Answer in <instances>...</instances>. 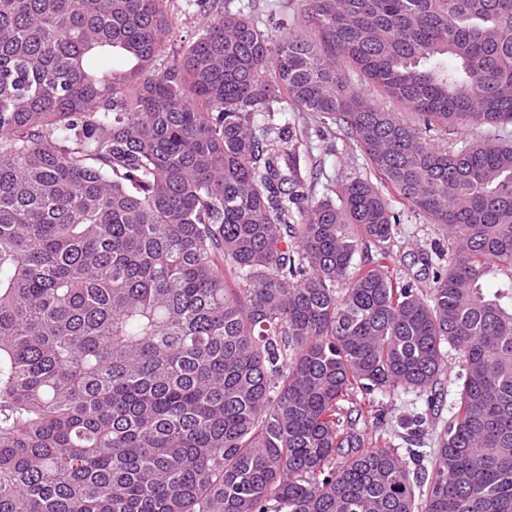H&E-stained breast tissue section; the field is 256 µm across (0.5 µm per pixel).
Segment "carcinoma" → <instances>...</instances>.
<instances>
[{
	"mask_svg": "<svg viewBox=\"0 0 512 512\" xmlns=\"http://www.w3.org/2000/svg\"><path fill=\"white\" fill-rule=\"evenodd\" d=\"M196 2L178 46L168 0H0V512H512V144L429 139L512 125V0ZM287 104L448 231L429 293L370 179L304 204ZM399 388L448 401L429 475L358 428ZM253 3L273 40L279 42L288 38L289 33L297 32L315 38L301 22L311 6V0H253Z\"/></svg>",
	"mask_w": 512,
	"mask_h": 512,
	"instance_id": "1",
	"label": "carcinoma"
}]
</instances>
